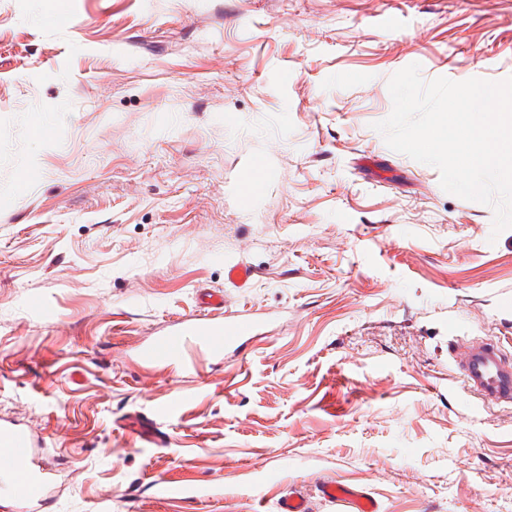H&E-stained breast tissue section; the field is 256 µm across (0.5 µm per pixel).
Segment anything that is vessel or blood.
I'll return each instance as SVG.
<instances>
[{
    "label": "vessel or blood",
    "mask_w": 512,
    "mask_h": 512,
    "mask_svg": "<svg viewBox=\"0 0 512 512\" xmlns=\"http://www.w3.org/2000/svg\"><path fill=\"white\" fill-rule=\"evenodd\" d=\"M203 313L188 319L172 332L140 345L137 354L151 364L184 368L188 363L223 358L226 351L244 339L254 338L258 324L248 313L227 314L226 299L218 292L200 289ZM462 380L470 392L484 402L512 403V358L491 341L473 344L460 361ZM181 396L153 405L149 412L131 414L130 430L145 448L168 446L171 437L163 420L181 407ZM42 441L32 430L10 420L0 422V497L11 502L42 501L48 476L32 465L34 450ZM320 502L329 512H378V504L365 488L324 481L319 485Z\"/></svg>",
    "instance_id": "b4317fda"
}]
</instances>
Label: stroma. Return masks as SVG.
I'll return each mask as SVG.
<instances>
[{"label":"stroma","instance_id":"stroma-1","mask_svg":"<svg viewBox=\"0 0 512 512\" xmlns=\"http://www.w3.org/2000/svg\"><path fill=\"white\" fill-rule=\"evenodd\" d=\"M413 63L512 77V0H0V419L61 463L27 512H275L325 479L512 512V404L448 354L512 356V229L375 130ZM201 288L257 337L143 363ZM173 394L170 445L131 446L116 418Z\"/></svg>","mask_w":512,"mask_h":512}]
</instances>
